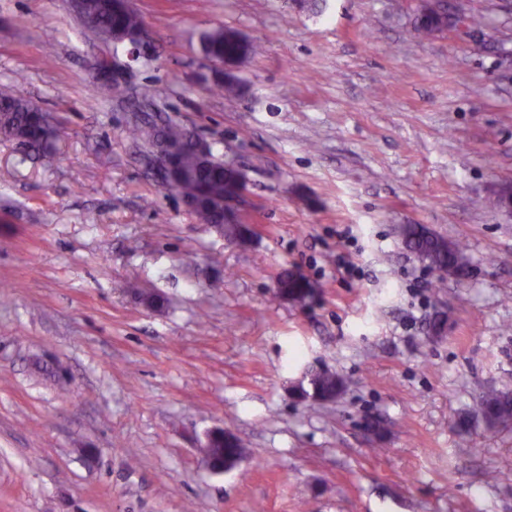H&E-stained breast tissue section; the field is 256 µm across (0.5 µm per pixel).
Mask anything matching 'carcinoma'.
Returning <instances> with one entry per match:
<instances>
[{
	"label": "carcinoma",
	"instance_id": "obj_1",
	"mask_svg": "<svg viewBox=\"0 0 512 512\" xmlns=\"http://www.w3.org/2000/svg\"><path fill=\"white\" fill-rule=\"evenodd\" d=\"M418 34L430 36L436 32L432 11L427 4L416 6ZM77 16L82 26L93 32L104 43L117 42V36L132 33L144 25L141 15L133 8H118L116 0H80ZM242 46L234 39V33L215 29L201 37V52L210 60L222 61L240 54ZM60 127L53 118L35 107L12 85H0V138L16 140L33 148L49 159L54 158L55 142ZM133 138L141 142L148 151L162 143L178 150L177 186L179 194L195 203L194 214L203 224L220 225L224 236L230 240L241 238L239 224L220 222L224 211L234 201L231 183L233 170L223 157L217 155L209 143L203 145L200 139L184 126L168 122L158 124L153 120L134 122L131 129ZM401 235L407 248L429 261L443 278H457L469 273V264L458 246L429 230L422 224H405ZM282 292L298 295L309 287L302 277L281 278ZM310 389H299L303 398L312 397L329 400L336 396L341 381L326 371L310 374ZM475 417H485L495 423L512 421V391H501L484 397L478 408L472 412ZM223 453V456H243L245 448L237 437L226 443L217 441L206 453Z\"/></svg>",
	"mask_w": 512,
	"mask_h": 512
}]
</instances>
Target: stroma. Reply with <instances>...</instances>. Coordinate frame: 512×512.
Masks as SVG:
<instances>
[{"label":"stroma","instance_id":"1","mask_svg":"<svg viewBox=\"0 0 512 512\" xmlns=\"http://www.w3.org/2000/svg\"><path fill=\"white\" fill-rule=\"evenodd\" d=\"M446 2L483 26L418 37L417 0H132L146 56L112 99V48L66 0H0V84L61 128L51 164L0 139V512H512V422L458 426L512 390V16ZM219 28L254 47L234 97L200 51ZM141 111L241 166L245 241L160 185ZM290 270L304 302L277 294ZM313 369L334 400L297 395ZM216 428L247 449L217 474ZM98 77L100 79L109 78L112 72V79L122 82L125 80V75L130 69V64L127 62H121L117 59H112V63L107 60H101L97 66ZM119 82H106L102 84V91L108 96L116 99L124 98L127 95V87ZM401 235L406 247L429 261L442 278H457L469 273V264L458 246L424 225L405 224Z\"/></svg>","mask_w":512,"mask_h":512}]
</instances>
